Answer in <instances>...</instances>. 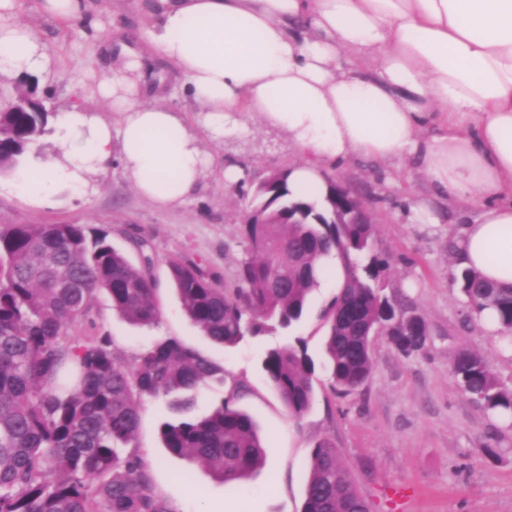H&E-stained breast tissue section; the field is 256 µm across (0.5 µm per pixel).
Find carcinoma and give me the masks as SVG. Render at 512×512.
Wrapping results in <instances>:
<instances>
[{"mask_svg":"<svg viewBox=\"0 0 512 512\" xmlns=\"http://www.w3.org/2000/svg\"><path fill=\"white\" fill-rule=\"evenodd\" d=\"M45 112H0V173L13 170L27 144L46 133ZM322 201L293 197L288 173L251 202L268 224L239 231L250 258L232 283L221 284L194 261L170 262L185 315L211 342L232 348L245 337L282 332L288 342L260 360L267 382L289 416L299 420L315 400L316 370L331 391L362 387L373 368V345L384 333L402 355L422 352L430 339L425 315L385 292L390 259L375 252L374 224H336L330 214L351 201L328 184ZM340 258L344 281L319 313L321 360L293 336L308 317L326 261ZM152 258L134 266L108 232L84 224L0 226V512H173L156 490L151 468L127 447L135 439L147 397L169 396L173 416L160 425L163 447L188 456L226 484L266 465L270 445L252 418L228 398L203 417L192 415L200 384L224 379V367L174 336L141 348L133 362L114 355L107 336L70 330L105 291L112 309L133 325L157 323ZM466 318L493 310L498 335L512 343V288L473 270L455 273ZM451 371L489 414L512 416V390L470 350L456 353ZM301 512H369L341 453L330 439L310 454Z\"/></svg>","mask_w":512,"mask_h":512,"instance_id":"carcinoma-1","label":"carcinoma"}]
</instances>
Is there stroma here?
<instances>
[{
  "label": "stroma",
  "mask_w": 512,
  "mask_h": 512,
  "mask_svg": "<svg viewBox=\"0 0 512 512\" xmlns=\"http://www.w3.org/2000/svg\"><path fill=\"white\" fill-rule=\"evenodd\" d=\"M18 2V22L34 32L51 60L38 85L51 114L77 105L102 120L114 119L110 103L96 92L113 61L100 53L84 24L45 15L41 0ZM105 6L104 31L119 30L128 42L140 41L152 22L143 0H105ZM242 123L223 140L200 139L201 149L215 161L238 165L241 180L228 186L206 175L193 198L174 210L142 198L116 162L107 174H90L93 194L69 204L33 208L0 194V224H83L91 231L107 230L113 246L134 265L150 255L159 322L131 325L101 293L78 320L75 334L110 337L114 353L127 362L158 338H179L225 370L223 381L200 387L194 415H206L231 398L271 440L269 463L229 486L163 448L159 424L169 415L165 400L145 399L133 445L150 466L158 491L175 512H301L310 452L326 437L340 449L371 512H512V422L489 418L450 372L454 355L471 350L512 389V348L480 321L466 320L465 301L452 279L456 238L471 213L440 198L426 175L407 162L385 166L358 156L329 167L325 176L351 188L375 213V249L391 259L386 290L426 315L430 342L424 352L405 357L377 338L365 385L341 396L326 378H318L311 409L296 420L259 368L265 348L282 344V337L248 339L227 349L210 343L184 314L170 280V261L200 262L222 280H233L248 256L239 227L252 185L304 158L281 130L248 115ZM413 197L429 201L432 220L411 217ZM140 239L147 250L137 248ZM488 444L495 446L497 458L487 456Z\"/></svg>",
  "instance_id": "1"
}]
</instances>
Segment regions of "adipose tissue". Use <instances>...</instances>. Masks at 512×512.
<instances>
[{"label":"adipose tissue","mask_w":512,"mask_h":512,"mask_svg":"<svg viewBox=\"0 0 512 512\" xmlns=\"http://www.w3.org/2000/svg\"><path fill=\"white\" fill-rule=\"evenodd\" d=\"M146 49L121 46L97 86L117 115L59 113L52 164L18 166L0 189L39 208L95 187L117 158L138 193L183 206L206 170L225 184L200 136L219 139L243 115L284 131L309 154L290 170L296 197L322 199L324 167L363 155L411 158L442 197L475 213L457 240L462 267L512 287V0H151ZM0 0V76H44L50 59ZM157 52L197 104V127L145 103L147 51Z\"/></svg>","instance_id":"ef3b65f1"}]
</instances>
